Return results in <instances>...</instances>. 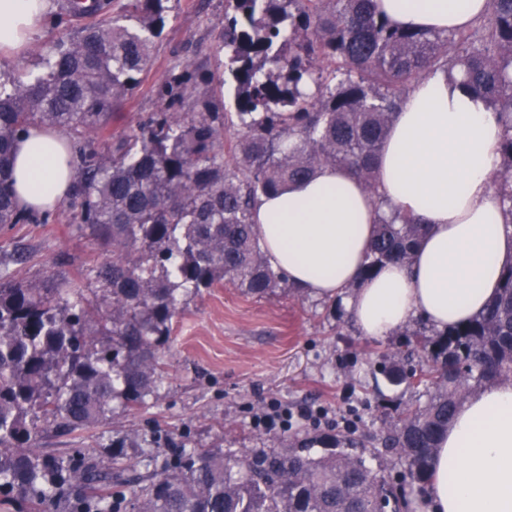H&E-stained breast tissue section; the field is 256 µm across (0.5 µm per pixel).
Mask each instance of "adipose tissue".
Wrapping results in <instances>:
<instances>
[{
  "instance_id": "1",
  "label": "adipose tissue",
  "mask_w": 512,
  "mask_h": 512,
  "mask_svg": "<svg viewBox=\"0 0 512 512\" xmlns=\"http://www.w3.org/2000/svg\"><path fill=\"white\" fill-rule=\"evenodd\" d=\"M393 27L470 25L488 0H375ZM50 0H0V54L28 50ZM505 118L438 71L414 84L377 159L381 195L425 224L410 264L362 275L374 236L373 200L349 171L325 166L309 180L261 196L257 231L290 285L344 298L365 336L385 338L415 318L445 331L481 314L512 267V231L492 190ZM68 139L33 128L16 143L21 210L55 209L75 170ZM428 512H512V380L488 385L458 407L432 459Z\"/></svg>"
}]
</instances>
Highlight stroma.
I'll return each mask as SVG.
<instances>
[{
    "label": "stroma",
    "instance_id": "35a3bbf8",
    "mask_svg": "<svg viewBox=\"0 0 512 512\" xmlns=\"http://www.w3.org/2000/svg\"><path fill=\"white\" fill-rule=\"evenodd\" d=\"M223 24L224 0H170L152 61L132 99L112 116L110 134L121 135L162 111L155 87L179 76V64L188 57L200 76L198 94L221 111H233L232 95L222 94L217 85L224 69L217 51ZM73 214L64 202L49 223L0 228V267L34 280L80 272L89 290H96L100 251ZM18 248L28 255L20 265L12 259ZM401 342L398 335L363 336L344 302L331 306L282 289L258 298L223 282L186 297L173 320L168 373L156 399L139 410L114 408L90 429L47 432L39 446L64 457L91 448L106 465L112 462L113 437L123 434L140 435L144 448L162 456L176 448H266L272 434L254 427L253 418L273 403L323 413L315 421L294 420L283 431L287 437L330 425L352 428L358 436L377 435L430 396L425 387L393 385L380 374V354H392Z\"/></svg>",
    "mask_w": 512,
    "mask_h": 512
}]
</instances>
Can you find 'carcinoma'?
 Here are the masks:
<instances>
[{
    "mask_svg": "<svg viewBox=\"0 0 512 512\" xmlns=\"http://www.w3.org/2000/svg\"><path fill=\"white\" fill-rule=\"evenodd\" d=\"M168 2L127 0L37 54L38 71L0 80V226L49 223L17 208L13 151L29 128L57 129L73 137L70 205L106 255L100 297L79 274L47 284L0 275V493L15 494L17 512H372L380 496L392 512H418L468 384L512 379V268L467 323L403 333L401 364L380 371L433 393L369 440L338 430L234 456L176 448L147 454L154 470L144 473L118 454L104 466L90 450L62 458L36 448L48 430L93 427L115 403L141 409L157 396L188 294L226 279L255 297L289 287L254 227L264 194L323 166L348 170L376 199L364 275L410 263L426 226L380 196L376 159L414 83L443 69L512 113V0H489L468 27L423 31L390 26L373 0H224L219 50L236 111L201 96L183 111L195 90L186 59L156 87L164 111L109 146L107 121L139 86ZM500 151L493 188L512 217V125ZM427 350L432 362L412 365ZM367 447L400 460L409 489L370 469Z\"/></svg>",
    "mask_w": 512,
    "mask_h": 512,
    "instance_id": "cac0c4a2",
    "label": "carcinoma"
}]
</instances>
